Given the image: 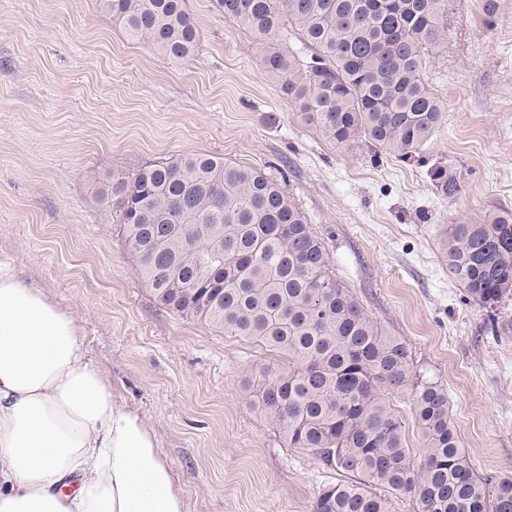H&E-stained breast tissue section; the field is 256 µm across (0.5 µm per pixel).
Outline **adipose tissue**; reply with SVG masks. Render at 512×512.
Instances as JSON below:
<instances>
[{
	"instance_id": "1",
	"label": "adipose tissue",
	"mask_w": 512,
	"mask_h": 512,
	"mask_svg": "<svg viewBox=\"0 0 512 512\" xmlns=\"http://www.w3.org/2000/svg\"><path fill=\"white\" fill-rule=\"evenodd\" d=\"M146 419L85 357L73 316L0 266V512H184Z\"/></svg>"
}]
</instances>
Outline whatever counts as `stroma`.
Listing matches in <instances>:
<instances>
[{"label": "stroma", "mask_w": 512, "mask_h": 512, "mask_svg": "<svg viewBox=\"0 0 512 512\" xmlns=\"http://www.w3.org/2000/svg\"><path fill=\"white\" fill-rule=\"evenodd\" d=\"M195 60L130 41L96 0H0V261L66 307L86 357L145 416L186 512H311L341 481L245 399L259 343L156 304L91 200L112 170L207 153L283 180L337 278L448 391L479 474L512 472V332L448 271L452 224L512 210V0H453L426 76L445 119L408 160L347 151L301 119L216 0H187ZM444 169L458 190L432 178Z\"/></svg>", "instance_id": "1"}]
</instances>
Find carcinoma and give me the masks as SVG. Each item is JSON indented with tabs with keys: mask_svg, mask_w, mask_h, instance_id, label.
Masks as SVG:
<instances>
[{
	"mask_svg": "<svg viewBox=\"0 0 512 512\" xmlns=\"http://www.w3.org/2000/svg\"><path fill=\"white\" fill-rule=\"evenodd\" d=\"M452 0H217L256 38L262 67L327 141L401 159L422 148L444 109L424 77ZM127 38L170 62L199 36L186 0H97ZM297 37L311 49L290 50ZM93 200L156 301L186 320L263 343L283 363L247 381L248 405L290 448L351 476L312 512H512V474L489 479L461 448L448 393L414 363L337 278L325 243L284 183L208 154L117 171ZM448 270L487 307L512 292V212L451 224ZM407 399L423 448H409L389 398Z\"/></svg>",
	"mask_w": 512,
	"mask_h": 512,
	"instance_id": "1",
	"label": "carcinoma"
}]
</instances>
